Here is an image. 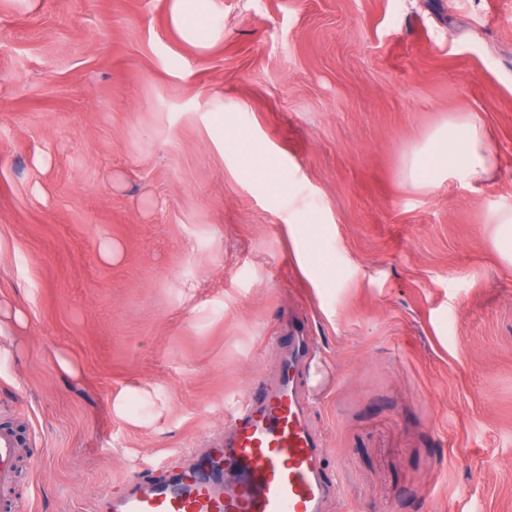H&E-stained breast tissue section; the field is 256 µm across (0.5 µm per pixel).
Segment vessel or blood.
I'll list each match as a JSON object with an SVG mask.
<instances>
[{"mask_svg": "<svg viewBox=\"0 0 512 512\" xmlns=\"http://www.w3.org/2000/svg\"><path fill=\"white\" fill-rule=\"evenodd\" d=\"M290 346L277 379L227 408L218 459L188 468L168 460L160 475L133 474L97 504L107 512H324L335 484L300 394L307 341L295 336ZM18 446L15 432L0 426V512H10L18 485Z\"/></svg>", "mask_w": 512, "mask_h": 512, "instance_id": "vessel-or-blood-1", "label": "vessel or blood"}]
</instances>
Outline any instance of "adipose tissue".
I'll list each match as a JSON object with an SVG mask.
<instances>
[{
	"instance_id": "1",
	"label": "adipose tissue",
	"mask_w": 512,
	"mask_h": 512,
	"mask_svg": "<svg viewBox=\"0 0 512 512\" xmlns=\"http://www.w3.org/2000/svg\"><path fill=\"white\" fill-rule=\"evenodd\" d=\"M171 26L194 46L205 49L223 36L218 25L203 26L212 12V0H167ZM498 157L482 123L465 117L449 121L416 152L409 167L412 184L432 183L450 176L462 185L486 180L495 170Z\"/></svg>"
}]
</instances>
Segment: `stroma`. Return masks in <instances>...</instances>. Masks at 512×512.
Masks as SVG:
<instances>
[{"label":"stroma","instance_id":"1","mask_svg":"<svg viewBox=\"0 0 512 512\" xmlns=\"http://www.w3.org/2000/svg\"><path fill=\"white\" fill-rule=\"evenodd\" d=\"M0 0V423L13 512L217 454L297 317L326 512H512V0ZM469 114L484 183L412 185ZM315 231L302 272L289 226ZM111 243L112 260L101 257ZM212 0H168L167 15L171 26L187 42L206 49L223 36L218 25L204 27L201 20L212 12ZM15 432L0 426V510L10 512L18 485L17 448Z\"/></svg>","mask_w":512,"mask_h":512}]
</instances>
